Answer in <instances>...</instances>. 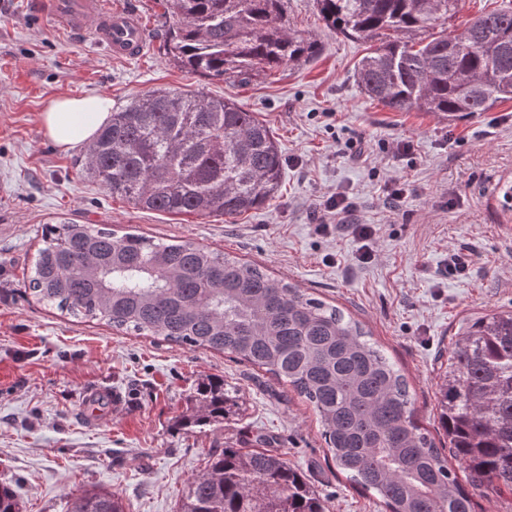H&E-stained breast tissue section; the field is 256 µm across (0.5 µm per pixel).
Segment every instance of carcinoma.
Instances as JSON below:
<instances>
[{
    "label": "carcinoma",
    "instance_id": "obj_1",
    "mask_svg": "<svg viewBox=\"0 0 512 512\" xmlns=\"http://www.w3.org/2000/svg\"><path fill=\"white\" fill-rule=\"evenodd\" d=\"M463 0H316L325 27L380 38L356 81L395 112L473 118L512 101V7L475 18L457 34L434 32ZM175 22L169 58L208 81L246 83L295 68L319 51L293 32L287 0H161ZM83 172L114 197L160 213L234 217L276 198L282 159L271 129L237 103L202 91L161 89L131 99L85 148ZM42 302L116 329L225 353L264 370L313 406L336 468L386 512H476L475 491L512 490V311L474 322L448 356L438 421L463 484L418 424L408 383L338 306L255 264L190 241L116 237L54 223L26 276ZM187 431L217 425L236 402L224 380L196 387ZM0 512H19L0 484ZM69 512H125L102 489ZM180 512H325L299 469L271 449L209 453Z\"/></svg>",
    "mask_w": 512,
    "mask_h": 512
}]
</instances>
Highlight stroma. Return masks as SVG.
<instances>
[{
    "label": "stroma",
    "mask_w": 512,
    "mask_h": 512,
    "mask_svg": "<svg viewBox=\"0 0 512 512\" xmlns=\"http://www.w3.org/2000/svg\"><path fill=\"white\" fill-rule=\"evenodd\" d=\"M112 3L143 22L138 58L77 39L32 0H0V482L14 489L20 512H67L73 496L93 488L119 494L126 512H176L212 449L251 450L269 433L326 512H384L337 470L312 406L270 374L60 313L25 293L24 278L56 217L185 239L264 265L358 320L406 375L419 425L447 446L436 392L448 355L490 310L512 311V199L504 193L512 188V101L456 121L382 107L354 74L371 42L327 29L314 0L288 3L292 28L320 46L314 59L246 84L206 81L169 59L172 20L158 0ZM169 88L230 99L270 127L283 159L274 200L231 218L144 211L88 178L83 146L58 148L39 123L57 98L106 94L118 107ZM357 139L365 147L358 161L344 153ZM401 141L411 155L392 154ZM396 181L409 195L393 209L387 191ZM338 192L378 228L370 263L357 261L354 237L315 231L320 204ZM455 253L467 271L451 266ZM206 377L222 378L238 409L223 425L180 429ZM95 388L123 399L86 415Z\"/></svg>",
    "instance_id": "stroma-1"
}]
</instances>
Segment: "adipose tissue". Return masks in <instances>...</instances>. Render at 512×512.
I'll return each mask as SVG.
<instances>
[{
	"mask_svg": "<svg viewBox=\"0 0 512 512\" xmlns=\"http://www.w3.org/2000/svg\"><path fill=\"white\" fill-rule=\"evenodd\" d=\"M112 115V99L105 95L54 100L40 116L46 135L68 149L90 141Z\"/></svg>",
	"mask_w": 512,
	"mask_h": 512,
	"instance_id": "1",
	"label": "adipose tissue"
}]
</instances>
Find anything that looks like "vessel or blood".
<instances>
[{
    "label": "vessel or blood",
    "mask_w": 512,
    "mask_h": 512,
    "mask_svg": "<svg viewBox=\"0 0 512 512\" xmlns=\"http://www.w3.org/2000/svg\"><path fill=\"white\" fill-rule=\"evenodd\" d=\"M38 7L68 30L92 37L114 57H133L143 49L139 19L106 7L105 0H38Z\"/></svg>",
    "instance_id": "obj_1"
}]
</instances>
